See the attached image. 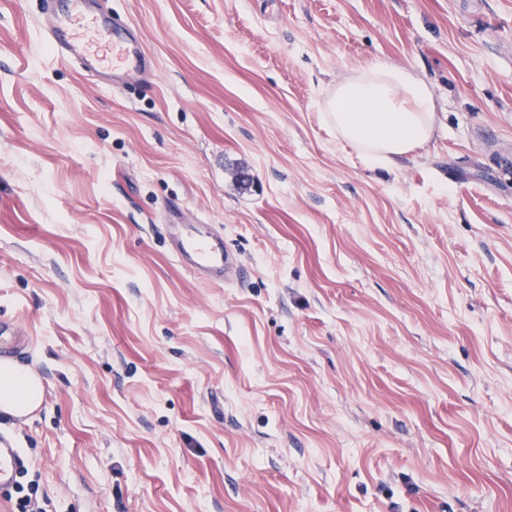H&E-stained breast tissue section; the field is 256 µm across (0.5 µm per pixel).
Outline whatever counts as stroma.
I'll use <instances>...</instances> for the list:
<instances>
[{"label": "stroma", "mask_w": 512, "mask_h": 512, "mask_svg": "<svg viewBox=\"0 0 512 512\" xmlns=\"http://www.w3.org/2000/svg\"><path fill=\"white\" fill-rule=\"evenodd\" d=\"M95 3L120 88L0 0V359L43 385L0 512H512V0ZM377 59L440 125L392 170L326 112ZM70 20L88 21L93 29L103 38H112V73L137 69L144 64L139 56V48L132 40L122 34L89 6L91 0H68ZM178 229L173 235L172 251L182 265L192 268L204 280L222 281L235 263L224 249V235L211 224H167Z\"/></svg>", "instance_id": "obj_1"}]
</instances>
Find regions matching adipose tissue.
I'll return each instance as SVG.
<instances>
[{
	"label": "adipose tissue",
	"mask_w": 512,
	"mask_h": 512,
	"mask_svg": "<svg viewBox=\"0 0 512 512\" xmlns=\"http://www.w3.org/2000/svg\"><path fill=\"white\" fill-rule=\"evenodd\" d=\"M436 101L429 84L384 60L342 78L328 112L337 133L355 145L365 162L398 168L424 149L437 132ZM39 377L12 360L0 361V413L35 411L42 401Z\"/></svg>",
	"instance_id": "adipose-tissue-1"
}]
</instances>
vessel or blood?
<instances>
[{
    "label": "vessel or blood",
    "mask_w": 512,
    "mask_h": 512,
    "mask_svg": "<svg viewBox=\"0 0 512 512\" xmlns=\"http://www.w3.org/2000/svg\"><path fill=\"white\" fill-rule=\"evenodd\" d=\"M89 3L90 0H69V14L72 20L87 21L101 37L111 39L113 71L142 67L144 59L138 46L92 10ZM49 40L64 61L81 63L94 55L89 41L70 23L53 29ZM172 251L182 265L212 282L223 280L235 266L231 254L224 248L223 233L206 224L179 225L172 238ZM29 465L30 460L21 449L16 448L10 438L0 435V489L12 487Z\"/></svg>",
    "instance_id": "1"
}]
</instances>
